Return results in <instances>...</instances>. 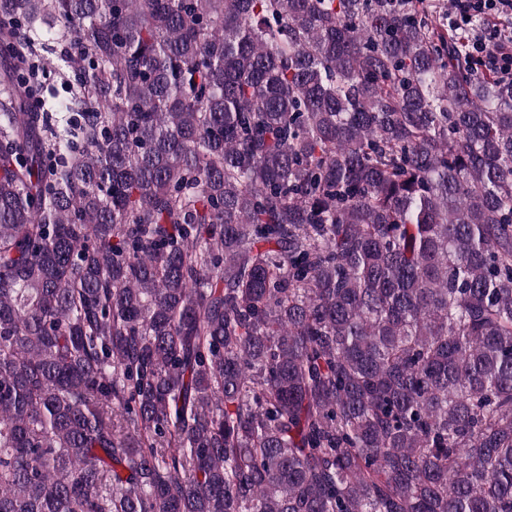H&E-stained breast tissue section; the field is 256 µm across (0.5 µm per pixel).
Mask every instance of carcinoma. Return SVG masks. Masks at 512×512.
Instances as JSON below:
<instances>
[{"instance_id":"cac0c4a2","label":"carcinoma","mask_w":512,"mask_h":512,"mask_svg":"<svg viewBox=\"0 0 512 512\" xmlns=\"http://www.w3.org/2000/svg\"><path fill=\"white\" fill-rule=\"evenodd\" d=\"M49 18L105 104L54 163L27 110ZM485 26L0 0V512H512V78L472 55Z\"/></svg>"}]
</instances>
